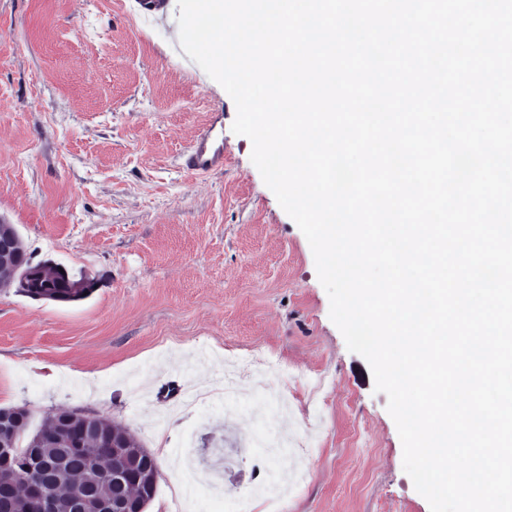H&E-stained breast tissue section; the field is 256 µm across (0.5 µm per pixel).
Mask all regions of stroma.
<instances>
[{
    "mask_svg": "<svg viewBox=\"0 0 512 512\" xmlns=\"http://www.w3.org/2000/svg\"><path fill=\"white\" fill-rule=\"evenodd\" d=\"M0 0V217L33 253L97 280L83 300L36 301L0 288V407L33 426L59 408L163 444L146 512H169L185 452L213 473L237 467L203 512H233L253 472L280 457L257 447L254 411L204 403L169 413L171 380L207 385L187 363L242 356L251 394L257 357L279 364L268 393L288 394L306 482L287 512H430L403 469V448L367 361L329 316L305 235L231 126L236 107L198 65L174 54L177 0ZM224 116V170L192 177L180 156Z\"/></svg>",
    "mask_w": 512,
    "mask_h": 512,
    "instance_id": "35a3bbf8",
    "label": "stroma"
}]
</instances>
